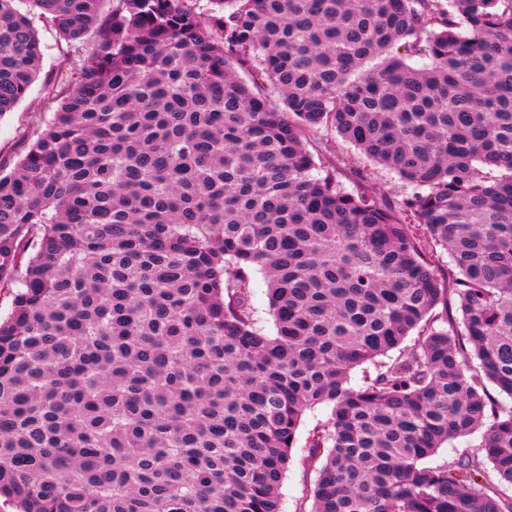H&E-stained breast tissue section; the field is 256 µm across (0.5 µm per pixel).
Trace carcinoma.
Masks as SVG:
<instances>
[{"mask_svg":"<svg viewBox=\"0 0 512 512\" xmlns=\"http://www.w3.org/2000/svg\"><path fill=\"white\" fill-rule=\"evenodd\" d=\"M16 2L0 115L36 21L73 58L0 163V496L282 512L327 404L310 512H512V0ZM338 138L405 181L399 207ZM253 297L252 304L257 311V314L267 320L266 323L269 329H272V320L268 314V297L267 288L264 282L263 276L260 273H256L253 279ZM331 408L325 404L318 405L315 408L306 411L304 415V423L297 436L295 448H293V456L299 459L306 455L305 448L309 432L317 425L327 420Z\"/></svg>","mask_w":512,"mask_h":512,"instance_id":"obj_1","label":"carcinoma"}]
</instances>
